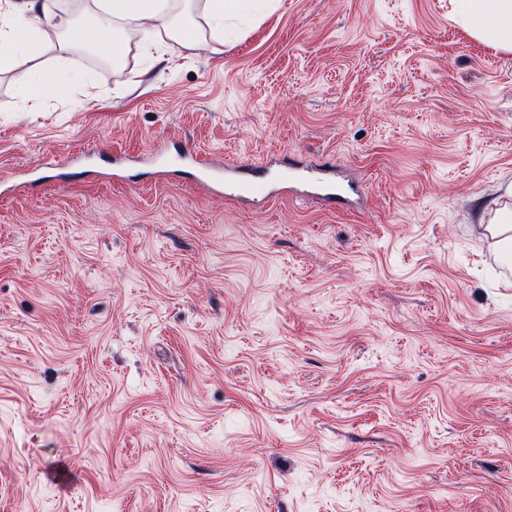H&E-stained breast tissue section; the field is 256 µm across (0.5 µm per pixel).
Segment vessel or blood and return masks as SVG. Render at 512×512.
<instances>
[{
    "label": "vessel or blood",
    "mask_w": 512,
    "mask_h": 512,
    "mask_svg": "<svg viewBox=\"0 0 512 512\" xmlns=\"http://www.w3.org/2000/svg\"><path fill=\"white\" fill-rule=\"evenodd\" d=\"M191 159L199 166L201 181L225 188L245 201H269L274 195L272 182L285 183L300 178L298 167L281 160L272 162L269 169L256 170L243 164L221 167L204 159L199 153L192 154ZM311 189L313 195L327 205H344L348 202L346 196L337 192L329 173H322L321 177L312 182Z\"/></svg>",
    "instance_id": "obj_1"
}]
</instances>
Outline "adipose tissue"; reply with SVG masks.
<instances>
[{
  "instance_id": "obj_1",
  "label": "adipose tissue",
  "mask_w": 512,
  "mask_h": 512,
  "mask_svg": "<svg viewBox=\"0 0 512 512\" xmlns=\"http://www.w3.org/2000/svg\"><path fill=\"white\" fill-rule=\"evenodd\" d=\"M196 11L194 0H99L96 11L82 23L64 28L62 48L90 49L108 62L124 59L130 38H137L144 51L158 48L161 37L188 49L198 46L200 24H207L213 38H220L224 21L237 15L245 0H204ZM454 18L473 37L496 49L512 52V0H452ZM58 0H0V14L8 24L0 31V73H12L19 87L43 85L64 93L81 82L75 73L19 70L20 58L40 57L46 46L45 26L57 16ZM135 33H128V23ZM481 212L491 214L486 227L499 259L512 264V209L498 199L482 201Z\"/></svg>"
}]
</instances>
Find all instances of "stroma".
I'll return each instance as SVG.
<instances>
[{
	"mask_svg": "<svg viewBox=\"0 0 512 512\" xmlns=\"http://www.w3.org/2000/svg\"><path fill=\"white\" fill-rule=\"evenodd\" d=\"M0 76V512H512V53L450 0H251ZM333 160L258 206L178 161ZM203 17L217 42L224 31V20L237 15L246 4L245 0H205ZM316 172L321 177L311 183L310 188L312 191L310 193L329 206L344 205L351 201L349 197L343 196L336 191V183L326 170H318ZM482 213H493L492 223L486 230L494 239V246L499 259L507 266L512 264V209L501 206L498 198L482 201Z\"/></svg>",
	"mask_w": 512,
	"mask_h": 512,
	"instance_id": "obj_1",
	"label": "stroma"
}]
</instances>
